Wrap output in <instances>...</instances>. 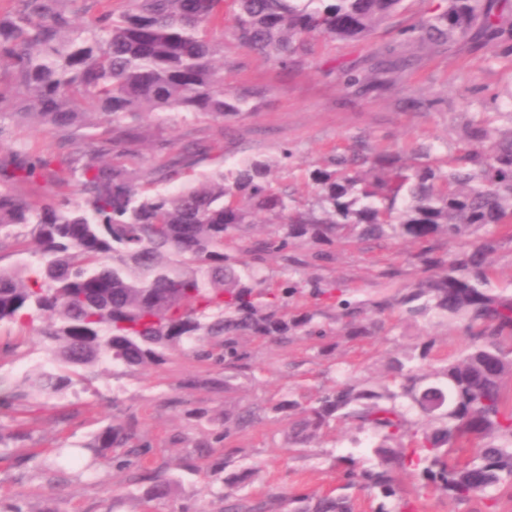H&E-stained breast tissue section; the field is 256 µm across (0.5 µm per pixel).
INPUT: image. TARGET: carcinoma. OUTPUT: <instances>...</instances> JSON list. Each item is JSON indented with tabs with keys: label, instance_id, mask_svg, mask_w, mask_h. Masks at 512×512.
Masks as SVG:
<instances>
[{
	"label": "carcinoma",
	"instance_id": "1",
	"mask_svg": "<svg viewBox=\"0 0 512 512\" xmlns=\"http://www.w3.org/2000/svg\"><path fill=\"white\" fill-rule=\"evenodd\" d=\"M0 11V144L23 124L66 139L104 121L110 144L131 143V123L144 112H183L224 121L242 112L249 93L224 91L213 64L224 44L213 39L231 15L233 35L248 51L286 67L316 38L363 40L386 23L404 0H7ZM506 0H448L406 31L421 50L472 36L512 43ZM410 59L383 56L353 85L385 91ZM471 140L488 142L444 161L421 148L409 157L360 148L309 171L315 200L306 206L269 180V165L252 160L202 176L175 191L150 195L137 169L95 155L57 180L56 204L31 203L17 186L44 177L51 160L31 149L0 162V241L23 236L39 247L40 263L0 269V323L54 319L41 332L53 367L26 376L0 405L63 391L68 371L101 360L124 369L160 364L165 353L191 346L203 361L224 364L231 381L252 379L247 337L289 342L321 341L319 354L337 343L316 319L323 310L288 311L291 298H310L339 310L341 335L362 341L379 329V317L397 310L438 318L459 328L466 342L440 357L436 337L394 353L387 380L336 383L304 408L293 397L274 407L288 421V445L306 448L338 420L370 436L375 464L358 468L353 455L335 458L345 486L358 485L378 500L374 512H414L415 493L399 474L409 469L419 488L458 504L483 501L496 512L499 492L512 488V292L493 287L489 256L499 241L480 231L512 223V128L494 137L478 124ZM211 148L168 152L154 171L170 182L194 169ZM267 213L277 233L246 238L254 217ZM21 227L24 234L14 233ZM247 239L252 262L225 251L227 241ZM390 239L423 244L415 258L421 276L388 294L367 299L336 294L317 280L291 275L304 264L292 249L304 243L328 248ZM283 260L279 281L262 274L266 258ZM257 418L251 406L224 410V432L204 437L229 444ZM112 423L95 438L99 448H124L117 465L150 480L146 495L164 499L173 480L149 472L152 444ZM243 470L224 477V496L250 481ZM279 495L244 499L231 512H275ZM289 512H353L347 496L289 497Z\"/></svg>",
	"mask_w": 512,
	"mask_h": 512
}]
</instances>
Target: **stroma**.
Listing matches in <instances>:
<instances>
[{
	"instance_id": "stroma-1",
	"label": "stroma",
	"mask_w": 512,
	"mask_h": 512,
	"mask_svg": "<svg viewBox=\"0 0 512 512\" xmlns=\"http://www.w3.org/2000/svg\"><path fill=\"white\" fill-rule=\"evenodd\" d=\"M446 6V0H406L404 10L369 38L317 39L309 53L285 68L248 53L232 32H225L224 87H250L255 96L243 112L222 123L204 116L165 121L154 112L143 114L137 123L139 152L131 166L145 173L157 166L154 144L161 139L179 150L208 143L213 150L195 174L261 159L270 164L275 185L309 203L314 192L305 179L307 169L360 143L372 151L403 154L424 144L435 158L472 149L466 136L472 119L485 117L494 129L512 124L511 47L492 48L466 38L446 42L402 73L389 91H365L346 83L350 68L367 67L379 52L409 53L405 29L421 14ZM106 135L101 126L64 144L56 135L24 125L17 141L0 145V156L20 141L51 158L50 174L31 195L33 201L51 203L58 199L56 177L67 174L72 160L87 159ZM300 251L307 262L304 275L341 286L354 297L378 289V273L388 265H396L406 281L420 274L414 259L417 246L395 240L336 245L326 261L315 259L312 245ZM41 326L38 320L23 327L0 325V387L10 388L46 361V347L37 336ZM427 334L436 336L441 356L455 354L463 342L455 329L423 318L407 321L394 311L384 314L371 339L340 341L329 357L318 355L310 338L289 343L251 340L247 348L254 378L229 393L223 366L198 360L186 348L168 351L163 363L144 368L116 372L105 362L92 371L79 370L62 394L39 397L29 408H0L5 430L28 434L18 447L0 452V507L21 512H224L225 474L250 469L255 476L240 490L250 498L337 492L341 472L333 465L334 457L350 453L366 467L372 462L368 448H351L350 428L341 422L324 430L311 447H288V423L274 413V405L290 392L309 403L321 390L348 378L380 381L388 357ZM228 403L253 406L258 421L233 437L238 449L233 457H225L219 444L200 457L195 441L220 431ZM114 421L132 423L138 437L152 443V470L176 482L168 499H144L146 485L136 481L134 470L114 465L119 454L115 448L104 449L94 478L53 466L61 448L75 449L92 461L90 444ZM193 457L204 472L184 471ZM223 457L228 460L225 473L207 472L210 460Z\"/></svg>"
}]
</instances>
